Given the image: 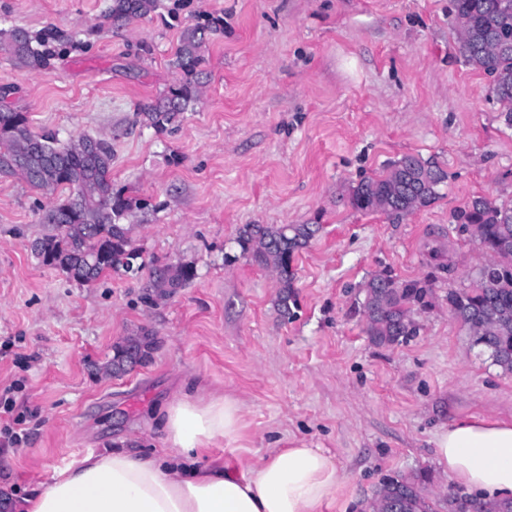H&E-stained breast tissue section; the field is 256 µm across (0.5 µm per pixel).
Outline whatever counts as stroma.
<instances>
[{
	"instance_id": "35a3bbf8",
	"label": "stroma",
	"mask_w": 512,
	"mask_h": 512,
	"mask_svg": "<svg viewBox=\"0 0 512 512\" xmlns=\"http://www.w3.org/2000/svg\"><path fill=\"white\" fill-rule=\"evenodd\" d=\"M111 2L0 0V29L67 35L39 70L0 52V106L65 142L110 139L114 192L147 203L126 220L146 271L82 285L30 251L64 190L0 174V388H15L22 435L0 444L5 512L87 454L164 447L160 410L183 388L242 403V437L221 452L232 469L302 441L347 477L331 512H362L384 475L423 471L443 512L440 427L512 419V373L473 347L446 300L487 260L454 214L476 196L512 201V126L489 77L463 61L450 0H161L118 29ZM202 14L224 18L202 50L210 78L178 130L158 131L138 109L183 81L170 60ZM407 154L448 174L430 206L349 205L361 178ZM246 224L320 227L290 260L289 312L279 275L242 255ZM164 264L194 276L148 305L147 270ZM384 271L435 280V308L401 345L364 333L362 288ZM143 329L157 338L151 359L106 372Z\"/></svg>"
}]
</instances>
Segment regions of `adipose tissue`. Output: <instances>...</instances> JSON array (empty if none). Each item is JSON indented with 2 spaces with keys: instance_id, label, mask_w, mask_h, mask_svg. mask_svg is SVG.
<instances>
[{
  "instance_id": "adipose-tissue-1",
  "label": "adipose tissue",
  "mask_w": 512,
  "mask_h": 512,
  "mask_svg": "<svg viewBox=\"0 0 512 512\" xmlns=\"http://www.w3.org/2000/svg\"><path fill=\"white\" fill-rule=\"evenodd\" d=\"M166 447L90 454L36 482L17 512H327L345 479L324 448L272 450L234 471L195 456L242 436V405L183 392L163 411ZM434 460L455 486L490 500L512 498V421L471 418L443 427Z\"/></svg>"
}]
</instances>
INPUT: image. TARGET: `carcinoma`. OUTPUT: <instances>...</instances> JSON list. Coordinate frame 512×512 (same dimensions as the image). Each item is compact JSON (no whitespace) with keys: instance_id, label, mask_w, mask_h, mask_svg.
I'll list each match as a JSON object with an SVG mask.
<instances>
[{"instance_id":"carcinoma-1","label":"carcinoma","mask_w":512,"mask_h":512,"mask_svg":"<svg viewBox=\"0 0 512 512\" xmlns=\"http://www.w3.org/2000/svg\"><path fill=\"white\" fill-rule=\"evenodd\" d=\"M160 7V0H112L109 18L120 26L145 18ZM451 12L460 31V52L465 62L491 78L496 99L506 108L512 125V0H451ZM224 28V18L210 16L205 23L183 29L171 65L190 80L172 86L156 100L139 108L147 125L159 130L177 127L196 98L208 74L201 69L202 47L210 35ZM58 35L48 30L39 37L14 27L0 32V51L22 68L37 70L49 63L51 43ZM0 174L17 175L29 185L68 196L47 209L41 223L48 232L33 242L31 250L43 264L60 269L76 281L89 283L105 272L123 268L141 258L133 248L123 220L133 201L112 188V144L105 139L81 137L61 141L53 133L33 134L26 117L7 106L0 108ZM446 174L434 162L406 155L375 177L362 179L349 196L350 205L362 213H409L429 206L439 196ZM456 223L478 229V245L488 257L476 281L448 289L452 315L471 332L472 343L488 353L493 363L512 372V202L497 204L483 196L472 198L454 216ZM316 229L311 224H245L239 232L243 254L249 262L275 271L284 281L280 296L283 312L289 310V260L307 246ZM193 276L187 266L156 268L146 287L153 297H164ZM434 290L421 279L398 280L379 274L365 285V333L377 346H394L417 333L413 315L434 307ZM156 339L132 336L113 347L107 369L121 374L150 358ZM427 473L413 478L384 476L373 489L368 512H432L425 485ZM448 512H512V500L486 501L478 496L448 494Z\"/></svg>"}]
</instances>
